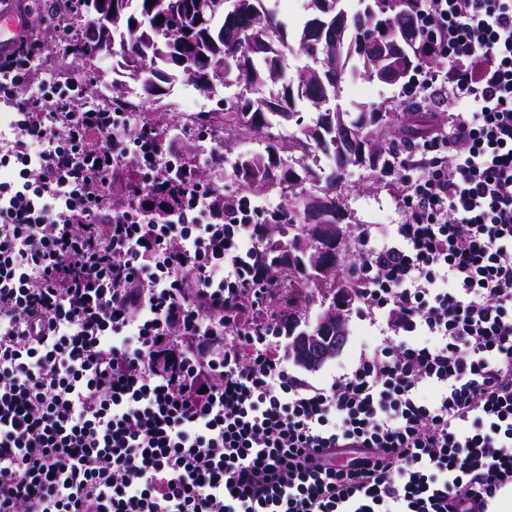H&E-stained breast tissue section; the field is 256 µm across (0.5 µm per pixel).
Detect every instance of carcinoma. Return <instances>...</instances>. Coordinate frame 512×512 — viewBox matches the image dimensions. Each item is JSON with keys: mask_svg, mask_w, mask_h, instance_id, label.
<instances>
[{"mask_svg": "<svg viewBox=\"0 0 512 512\" xmlns=\"http://www.w3.org/2000/svg\"><path fill=\"white\" fill-rule=\"evenodd\" d=\"M227 0H112L114 13L104 20L109 30L102 44L74 39L72 51L92 58L102 53L112 55L113 70L118 75L139 83L140 96L155 102L168 96L175 84L185 80L205 94L215 92L218 78L224 83L243 87L240 103L217 112H199L194 125L199 132L217 128L245 130L262 135L265 147L259 156H240L231 163L234 175L250 190L278 187L288 190L287 208L265 216L260 224L258 262L270 264V249L265 247L267 228L278 225L290 246L294 231L305 223L304 197L309 194L306 182H321L329 192L336 188V177L325 175L306 164L314 151L336 152V114L320 110L316 123L299 126L293 147L301 152L296 171L282 162L279 148L270 136L269 116L282 123L296 119L293 107L300 101L315 104L313 77L309 66L297 69L283 81L285 55L297 51L318 67L324 86L331 94L339 92L342 76L336 63L325 61L326 53L306 39L308 27L317 19L330 21L336 13V0H308L310 18L296 34L295 43L288 42L286 26L264 7V0H233L227 11ZM374 15H356L346 34V49L364 46L369 49L384 41L398 28L405 29L416 15L418 0H380ZM256 92V97L248 96ZM127 84L112 81L111 104L120 108L128 104ZM271 323L288 326L284 307L288 296L273 299Z\"/></svg>", "mask_w": 512, "mask_h": 512, "instance_id": "cac0c4a2", "label": "carcinoma"}]
</instances>
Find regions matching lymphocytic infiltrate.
Returning a JSON list of instances; mask_svg holds the SVG:
<instances>
[{
    "instance_id": "obj_1",
    "label": "lymphocytic infiltrate",
    "mask_w": 512,
    "mask_h": 512,
    "mask_svg": "<svg viewBox=\"0 0 512 512\" xmlns=\"http://www.w3.org/2000/svg\"><path fill=\"white\" fill-rule=\"evenodd\" d=\"M418 18L426 89L466 108L361 257L386 335L320 386L265 346L250 201L147 177L141 132L70 85L28 95L33 29L0 54V512H489L512 487V0Z\"/></svg>"
}]
</instances>
